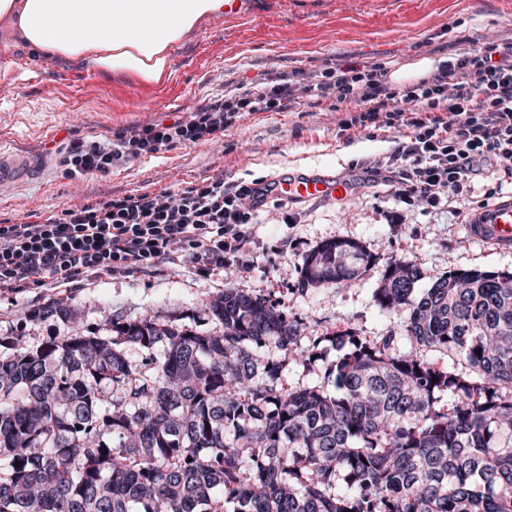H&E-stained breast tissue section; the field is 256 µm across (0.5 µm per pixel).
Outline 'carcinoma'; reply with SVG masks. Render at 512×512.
<instances>
[{
  "instance_id": "1",
  "label": "carcinoma",
  "mask_w": 512,
  "mask_h": 512,
  "mask_svg": "<svg viewBox=\"0 0 512 512\" xmlns=\"http://www.w3.org/2000/svg\"><path fill=\"white\" fill-rule=\"evenodd\" d=\"M371 261L328 241L301 282L342 285ZM421 279L388 260L374 301L406 316L376 342L306 345L302 322L240 288L206 306L217 333L193 317L90 330L43 304L30 318L67 335L0 336V512H512V273ZM326 342L344 350L299 389L260 355L272 344L308 368Z\"/></svg>"
}]
</instances>
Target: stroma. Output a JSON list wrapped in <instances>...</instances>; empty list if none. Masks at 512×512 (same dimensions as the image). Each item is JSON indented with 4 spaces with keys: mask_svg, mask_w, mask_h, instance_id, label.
<instances>
[{
    "mask_svg": "<svg viewBox=\"0 0 512 512\" xmlns=\"http://www.w3.org/2000/svg\"><path fill=\"white\" fill-rule=\"evenodd\" d=\"M512 33V0H244L241 12L201 22L171 50V74L161 84L123 73L38 59L0 33V142L47 157L38 178L0 192V224L44 221L67 206L94 205L131 195L183 190L224 176L272 182L323 172L348 180L343 198L294 202L269 197L249 225L248 266L200 274L168 265L130 276H90L72 286H33L0 294V336L38 342L66 334L62 323L33 321L30 310L50 300L76 308L82 324L105 316L166 322L199 313L227 288H241L301 318L312 336L354 329L370 340L397 319L373 294L391 256L413 260L421 287L450 269L512 272V248L473 238L456 204L394 215L393 188L371 176L370 161L390 153L394 128L341 130V113L304 99L297 112H252L213 139L177 142L131 159L107 173L70 174L61 158L78 139H114L152 123H172L224 96L225 87L270 73L323 74L332 61L381 60L406 72L425 58ZM512 193L502 168L475 178L465 200L476 210ZM349 239L375 260L347 286L299 285L305 254L324 242Z\"/></svg>",
    "mask_w": 512,
    "mask_h": 512,
    "instance_id": "35a3bbf8",
    "label": "stroma"
}]
</instances>
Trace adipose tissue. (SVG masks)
I'll return each mask as SVG.
<instances>
[{
  "label": "adipose tissue",
  "instance_id": "1",
  "mask_svg": "<svg viewBox=\"0 0 512 512\" xmlns=\"http://www.w3.org/2000/svg\"><path fill=\"white\" fill-rule=\"evenodd\" d=\"M223 12L224 0H0V20L34 54L152 83L171 48Z\"/></svg>",
  "mask_w": 512,
  "mask_h": 512
}]
</instances>
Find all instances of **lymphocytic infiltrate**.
<instances>
[{
    "instance_id": "f902f5d3",
    "label": "lymphocytic infiltrate",
    "mask_w": 512,
    "mask_h": 512,
    "mask_svg": "<svg viewBox=\"0 0 512 512\" xmlns=\"http://www.w3.org/2000/svg\"><path fill=\"white\" fill-rule=\"evenodd\" d=\"M390 72L374 62L330 68L322 81L279 75L243 84L173 124H148L115 142L75 141L64 161L80 174L105 173L213 135L243 113L293 110L314 95L333 111L353 109L344 129H400L394 151L370 171L406 205L464 201L486 166L512 167V37L464 49L405 87L392 84ZM269 192L266 185L216 177L176 193L68 206L39 224H0V292L127 275L162 262H187L202 273L245 264L246 226Z\"/></svg>"
}]
</instances>
